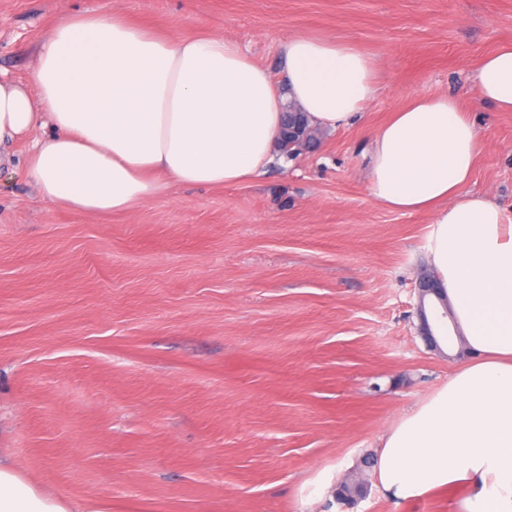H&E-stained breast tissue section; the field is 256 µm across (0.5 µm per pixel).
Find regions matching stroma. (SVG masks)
<instances>
[{
  "label": "stroma",
  "mask_w": 512,
  "mask_h": 512,
  "mask_svg": "<svg viewBox=\"0 0 512 512\" xmlns=\"http://www.w3.org/2000/svg\"><path fill=\"white\" fill-rule=\"evenodd\" d=\"M121 11L173 37L219 33L281 73V43L318 33L377 59L379 91L247 184L173 187L131 213L43 201L0 171V449L64 498L112 512H457L465 487L385 495L381 436L466 361L427 347V212L375 203V130L411 99L471 112L470 190L512 214V112L476 95L481 57L512 42V0H0V71L29 81L73 12Z\"/></svg>",
  "instance_id": "obj_1"
}]
</instances>
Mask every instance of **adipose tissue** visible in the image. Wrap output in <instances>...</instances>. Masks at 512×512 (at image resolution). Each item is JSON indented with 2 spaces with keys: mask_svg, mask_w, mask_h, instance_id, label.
Segmentation results:
<instances>
[{
  "mask_svg": "<svg viewBox=\"0 0 512 512\" xmlns=\"http://www.w3.org/2000/svg\"><path fill=\"white\" fill-rule=\"evenodd\" d=\"M285 80L221 34L172 37L120 12L63 16L32 80L0 75V168L23 164L42 199L125 213L172 187L256 180L273 161L287 101L335 128L366 112L376 59L319 34L282 43ZM478 98L512 112V42L477 68ZM28 141L25 156L15 146ZM479 134L459 99H414L376 131L371 198L430 212L427 258L470 359L381 438L377 477L408 501L459 484L458 512H512V216L469 190ZM0 512H107L45 491L0 455Z\"/></svg>",
  "mask_w": 512,
  "mask_h": 512,
  "instance_id": "adipose-tissue-1",
  "label": "adipose tissue"
}]
</instances>
